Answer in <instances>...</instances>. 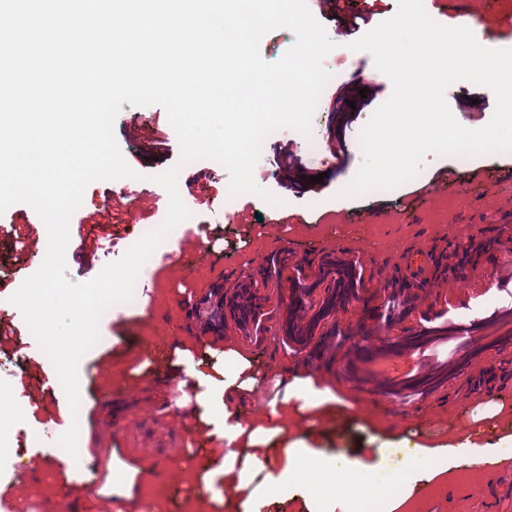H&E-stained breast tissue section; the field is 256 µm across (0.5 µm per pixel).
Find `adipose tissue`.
Returning <instances> with one entry per match:
<instances>
[{
    "label": "adipose tissue",
    "instance_id": "1",
    "mask_svg": "<svg viewBox=\"0 0 512 512\" xmlns=\"http://www.w3.org/2000/svg\"><path fill=\"white\" fill-rule=\"evenodd\" d=\"M250 363L236 351L224 352V389L217 406L224 423L223 438L229 449L224 453V490L228 503L235 512H264L273 500L300 505L302 512H322L318 488L323 475L335 470L338 461L333 457L315 456L301 441L289 438L288 432L295 422L291 400L325 409L332 403V395L313 390L303 381H293L281 402L270 405V416L283 435L280 455H270L265 448L266 429L240 421L231 405L233 395L251 391L248 374Z\"/></svg>",
    "mask_w": 512,
    "mask_h": 512
}]
</instances>
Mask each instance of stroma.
<instances>
[{
	"label": "stroma",
	"instance_id": "1",
	"mask_svg": "<svg viewBox=\"0 0 512 512\" xmlns=\"http://www.w3.org/2000/svg\"><path fill=\"white\" fill-rule=\"evenodd\" d=\"M453 7L476 20L483 46L512 48L503 23L512 0H455ZM385 80L374 61L346 51L336 75L342 100L323 98L312 117L320 155L300 150L283 129L267 136L264 187L282 205L253 194L229 197V173H213L210 160L182 166L178 181L191 217L168 236L166 262L144 275L140 302L101 315L99 340L79 365L78 413L8 301L44 256L31 254L27 238L0 233V320L11 325L0 350L22 359L1 364L0 375L23 409L12 433L30 469L21 492L2 481L0 494L12 496L18 512H98L104 499L120 512H145L150 504L184 512L199 496L208 512H225L224 443L198 431L220 391L228 346L252 364L253 390L235 401L244 420L264 419L296 379L335 396L334 416L300 409L292 435L359 469L353 500L382 499L415 475L422 512H512V461L489 468L461 450L468 443L502 453L512 446V152L430 154L416 178L393 190L341 197L363 162L360 131L391 96ZM445 98L469 129L485 126L495 109L493 93L468 81L449 86ZM114 134L136 176L87 187L71 221L93 216L98 225L69 240L66 276L76 283L112 262L103 244L136 235L140 225H160L168 212V197L153 180L180 156L165 109L123 104ZM340 139L342 159L329 152ZM224 206L241 222L219 218ZM331 261L356 262L361 300L336 314L350 336L326 337L309 358L284 335L287 284L325 277ZM413 283L425 287L413 308L390 314L384 300H406ZM221 286L242 289L259 317L225 321L221 339L205 340L214 316L210 295ZM430 325L447 326L445 340L394 366L414 363L419 379L443 367L460 368V375L423 395L387 394L384 375L365 368L357 347L378 348ZM74 422L75 458L57 444ZM420 446L447 448L456 461L453 479H428L415 464Z\"/></svg>",
	"mask_w": 512,
	"mask_h": 512
}]
</instances>
